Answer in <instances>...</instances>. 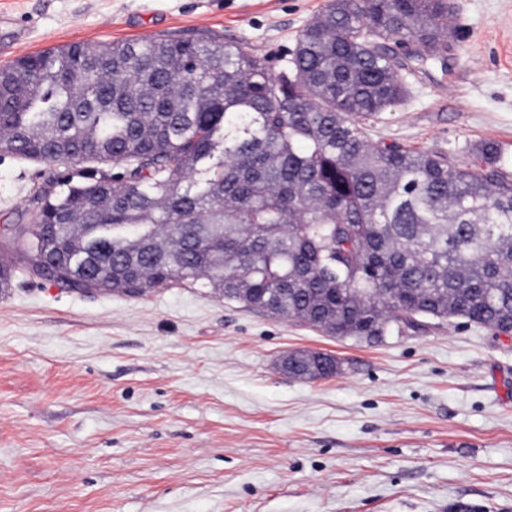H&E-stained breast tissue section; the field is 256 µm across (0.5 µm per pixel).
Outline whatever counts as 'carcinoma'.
I'll return each instance as SVG.
<instances>
[{"mask_svg":"<svg viewBox=\"0 0 512 512\" xmlns=\"http://www.w3.org/2000/svg\"><path fill=\"white\" fill-rule=\"evenodd\" d=\"M448 0H327L278 76L216 35L72 43L0 67V153L83 164L32 197L14 252L71 287L216 288L338 339L452 318L512 335V172L373 142L408 86L396 39L445 62ZM122 168L120 182L105 167ZM83 225L77 235L73 225ZM288 374H335L297 351Z\"/></svg>","mask_w":512,"mask_h":512,"instance_id":"cac0c4a2","label":"carcinoma"}]
</instances>
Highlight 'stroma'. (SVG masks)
Here are the masks:
<instances>
[{
  "instance_id": "stroma-1",
  "label": "stroma",
  "mask_w": 512,
  "mask_h": 512,
  "mask_svg": "<svg viewBox=\"0 0 512 512\" xmlns=\"http://www.w3.org/2000/svg\"><path fill=\"white\" fill-rule=\"evenodd\" d=\"M326 0H0L15 57L221 35L288 64ZM448 65L413 64L372 141L512 161V0H449ZM79 166L0 158V512H512V338L453 319L366 344L212 288L78 293L5 246ZM297 350L340 374L291 378Z\"/></svg>"
}]
</instances>
